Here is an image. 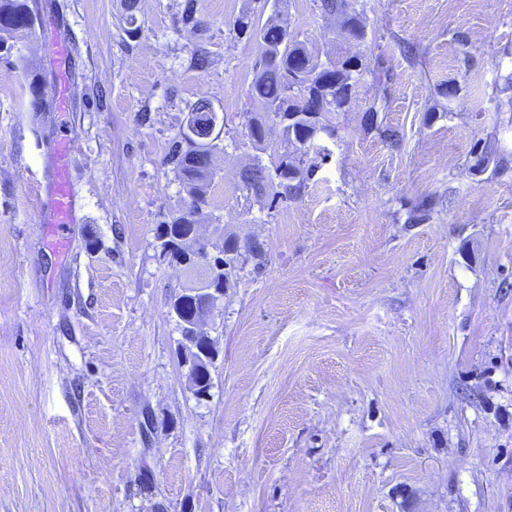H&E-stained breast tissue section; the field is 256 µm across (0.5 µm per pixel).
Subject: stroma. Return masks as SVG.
<instances>
[{"instance_id":"35a3bbf8","label":"stroma","mask_w":512,"mask_h":512,"mask_svg":"<svg viewBox=\"0 0 512 512\" xmlns=\"http://www.w3.org/2000/svg\"><path fill=\"white\" fill-rule=\"evenodd\" d=\"M183 4L141 0L131 38L120 0H52L67 61L38 31L0 49V512H512V0H358L359 42L289 0L298 40L363 73L273 209L238 188L258 47L232 30L269 14L195 0V29ZM381 66L396 146L362 123ZM65 72L75 111H33L31 77ZM202 97L228 126L201 230L263 259L206 322L200 400L168 313L188 279L155 231L189 201L165 156ZM67 134L63 259L38 211Z\"/></svg>"}]
</instances>
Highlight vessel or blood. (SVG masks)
Returning a JSON list of instances; mask_svg holds the SVG:
<instances>
[{"label": "vessel or blood", "instance_id": "1", "mask_svg": "<svg viewBox=\"0 0 512 512\" xmlns=\"http://www.w3.org/2000/svg\"><path fill=\"white\" fill-rule=\"evenodd\" d=\"M74 146L60 138L53 146L45 170L40 201V217L52 238L51 246L59 255L69 253L70 227L80 220L81 205L70 176Z\"/></svg>", "mask_w": 512, "mask_h": 512}]
</instances>
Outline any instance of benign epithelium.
<instances>
[{"label":"benign epithelium","mask_w":512,"mask_h":512,"mask_svg":"<svg viewBox=\"0 0 512 512\" xmlns=\"http://www.w3.org/2000/svg\"><path fill=\"white\" fill-rule=\"evenodd\" d=\"M181 251L185 261L177 264V268L191 278L190 285L183 288L181 294L200 300V308L191 320L178 319L181 363L188 369V381L194 396L203 399L208 396L209 389L200 387L197 371L200 365L212 364L217 358L214 342L203 326L210 313L224 299V289L218 287L223 281L224 263L214 260L209 243L197 231L181 245Z\"/></svg>","instance_id":"1"}]
</instances>
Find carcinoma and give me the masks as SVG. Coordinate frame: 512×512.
Returning <instances> with one entry per match:
<instances>
[{
  "label": "carcinoma",
  "instance_id": "obj_1",
  "mask_svg": "<svg viewBox=\"0 0 512 512\" xmlns=\"http://www.w3.org/2000/svg\"><path fill=\"white\" fill-rule=\"evenodd\" d=\"M279 2V13L262 25L248 10L239 14L232 25L236 35L255 40L259 48L254 76L246 91L250 108L243 112L242 123V129L246 130L243 137L257 154L252 156V166L242 174L239 189L248 199L267 202L270 209L301 194L314 169L297 167L292 151L328 130L325 113L346 111L352 89L362 74V64L351 58L326 67L318 55L288 32L286 20L280 18L288 9V0ZM345 2L320 0L321 10L333 18L343 15L346 33L360 38L365 34L362 15L355 9L344 10ZM122 8L125 32L134 38L141 30L138 23L140 0H123ZM35 20L33 0H0V45L32 33ZM270 113L280 115L285 122L299 113L311 114L314 119L285 126L280 143L270 144L262 136L263 121ZM216 128L224 129V117L209 99L200 98L189 106L166 163L172 166L190 197V204L159 224L156 237L167 236L170 242L177 243V239L189 235L191 226L199 223V217L210 205L209 188L216 171L212 157L201 144Z\"/></svg>",
  "mask_w": 512,
  "mask_h": 512
}]
</instances>
